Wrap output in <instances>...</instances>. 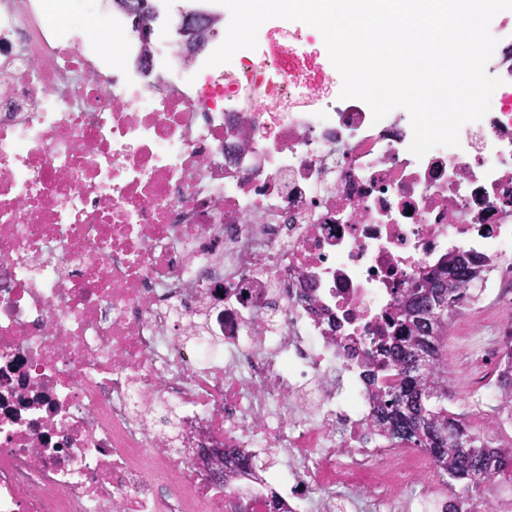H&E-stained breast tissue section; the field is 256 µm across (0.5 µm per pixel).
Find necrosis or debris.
Segmentation results:
<instances>
[{
  "instance_id": "necrosis-or-debris-1",
  "label": "necrosis or debris",
  "mask_w": 512,
  "mask_h": 512,
  "mask_svg": "<svg viewBox=\"0 0 512 512\" xmlns=\"http://www.w3.org/2000/svg\"><path fill=\"white\" fill-rule=\"evenodd\" d=\"M64 2L0 0V512L449 502L363 364L421 270L512 253V19L489 113L419 158L407 111L340 98L299 35L210 67L229 14L190 57L153 0L106 54Z\"/></svg>"
}]
</instances>
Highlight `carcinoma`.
I'll list each match as a JSON object with an SVG mask.
<instances>
[{
    "label": "carcinoma",
    "instance_id": "carcinoma-1",
    "mask_svg": "<svg viewBox=\"0 0 512 512\" xmlns=\"http://www.w3.org/2000/svg\"><path fill=\"white\" fill-rule=\"evenodd\" d=\"M488 260L456 255L403 296L389 326L397 331L374 341L365 377L374 403V423L388 437L423 449L448 483L488 496L496 479L512 483V448H492L448 411V361L444 346L448 316L467 294V283L481 278ZM500 412L512 416V370L496 375Z\"/></svg>",
    "mask_w": 512,
    "mask_h": 512
}]
</instances>
